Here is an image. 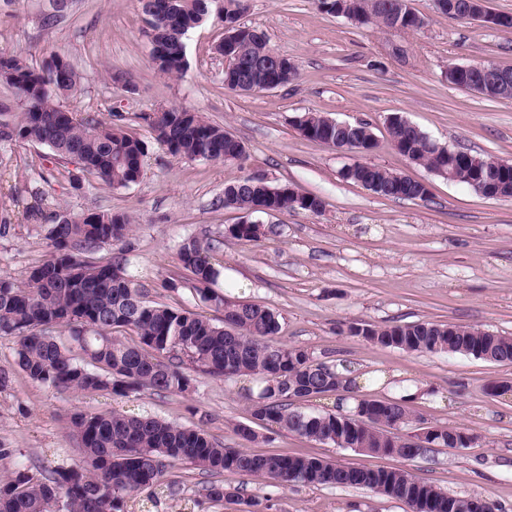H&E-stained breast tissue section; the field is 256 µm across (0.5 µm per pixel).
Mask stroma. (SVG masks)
Returning <instances> with one entry per match:
<instances>
[{"label": "stroma", "instance_id": "stroma-1", "mask_svg": "<svg viewBox=\"0 0 512 512\" xmlns=\"http://www.w3.org/2000/svg\"><path fill=\"white\" fill-rule=\"evenodd\" d=\"M427 23L421 30L358 25L317 10L314 0H250L240 22L266 36L271 50L288 55L298 79L288 86L243 94L224 86V59L215 51L224 21L211 13L186 37L189 61L179 77L157 73L151 34L139 0H74L53 28L42 17L49 0H0V49L23 52L37 66L50 54L68 58L83 78L63 105L102 112L147 142L143 175L112 188L83 176L70 184L75 164L60 165L48 147L20 142L0 149V274L15 280L49 256L53 211L130 214L126 271L149 285L156 300L209 316L212 303L178 278L181 245L220 238L212 261L215 291L263 305L278 314V339L308 348L314 359L346 364L358 377L354 398L337 395L305 402L312 412L349 411L355 399H403L409 430L460 427L478 438L471 448L436 447L412 460L367 455L301 438L251 414V377L224 380L190 371L184 394L145 392L130 398L104 393H60L31 380L14 362V343L0 339V443L15 449L0 471L50 468L77 458L69 417L77 410H120L188 427H201L228 448L241 447L232 426L252 427L257 454L305 455L367 468H405L442 490L473 495L512 512V363L467 355L408 353L339 334L340 325L430 321L461 324L512 336V199H488L410 163L391 145L387 119L398 115L433 140L512 163V99H489L448 82L449 66L512 68V28L489 29L451 19L433 0H410ZM122 73L125 83L115 82ZM134 91H127V84ZM165 107L200 112L240 140L244 162L190 160L152 141L141 113ZM319 112L343 122L367 121L378 145L368 153L339 152L304 138L293 119ZM368 163L423 182V200L380 197L342 178L344 167ZM271 185H293L321 197L322 213L302 210L257 214L274 226L256 241L224 237L240 211L224 208L225 185L249 175ZM496 382L500 396L486 387ZM243 495L271 500V512H407L406 506L363 488L297 485L225 474Z\"/></svg>", "mask_w": 512, "mask_h": 512}]
</instances>
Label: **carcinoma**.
<instances>
[{
  "label": "carcinoma",
  "mask_w": 512,
  "mask_h": 512,
  "mask_svg": "<svg viewBox=\"0 0 512 512\" xmlns=\"http://www.w3.org/2000/svg\"><path fill=\"white\" fill-rule=\"evenodd\" d=\"M211 0H170L168 7L151 14L142 4L152 31L151 56L158 72L179 76L189 66L184 37L209 14ZM245 0H224L221 9L226 36L215 50L239 60L224 70V84L248 93L271 82L288 85L298 71L284 55L280 74L264 67L271 50L264 34L240 23ZM81 76L62 55L35 67L20 52L0 50V85L12 98L0 99V148L16 142L48 147L60 162H74L80 171L110 187H126L142 175L146 144L123 127L99 114L84 116L62 108L58 100L77 91ZM297 126L307 139L330 140L345 151L375 146L371 125L341 127L316 112L304 114ZM154 140L171 154L188 159L238 162L245 158L241 141L199 112L175 107L140 116ZM391 141L410 162L435 171L446 161L434 155L431 140L420 130L395 119L388 126ZM487 167V188L512 198V168ZM347 180L366 178L376 184L375 194L392 199L423 200L418 181L399 178L377 166L356 164L343 171ZM268 183L247 176L224 187L223 205L248 212L258 205L279 211L300 209L318 214L324 202L305 195L302 205L288 196L267 198ZM131 218L119 212L96 210L78 216L57 213L48 230L50 257L33 267L22 283L0 275V338L14 340L16 366L30 379L61 392L98 393L128 398L144 391L156 394L189 391L186 366L224 379L254 376L259 379L252 415L292 434L358 452L411 458L400 445L399 432L409 414L398 401L359 399L347 414L313 413L301 403L329 393L347 392L352 380L336 369L316 363L302 346L277 342L281 330L271 309L234 301L215 293L219 270L210 260L215 244L196 239L185 242L179 261L192 290L221 313L205 317L150 298V290L125 273L124 246ZM228 234L255 241L271 232L263 224H232ZM115 247L112 256L88 262L83 255L104 245ZM68 333L62 339L59 333ZM134 335L133 341L125 335ZM347 334L385 348L405 352L460 353L498 363H512V336L480 329L418 321L373 326L347 325ZM69 430L77 441L81 460L50 469L19 468L0 477V512H152L161 499L172 495L169 469L186 463L211 477L202 495L187 501L190 512L204 505L238 497V488L224 485L226 473L269 479L288 486L364 487L407 507L423 501L429 512H462L460 496L449 495L409 471L368 469L306 456L255 454L226 448L200 428H190L149 416L78 411L70 416ZM464 430L439 428L430 442L454 446Z\"/></svg>",
  "instance_id": "1"
}]
</instances>
